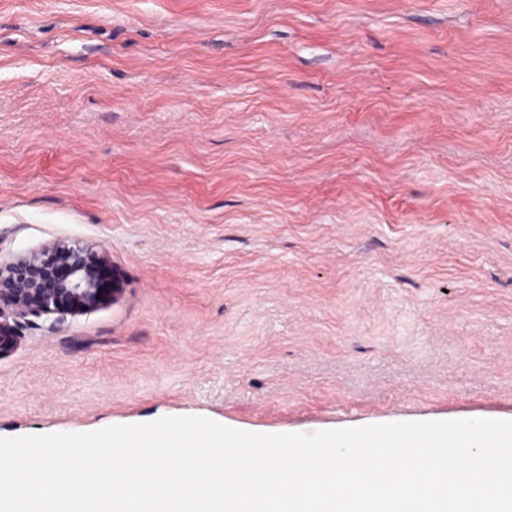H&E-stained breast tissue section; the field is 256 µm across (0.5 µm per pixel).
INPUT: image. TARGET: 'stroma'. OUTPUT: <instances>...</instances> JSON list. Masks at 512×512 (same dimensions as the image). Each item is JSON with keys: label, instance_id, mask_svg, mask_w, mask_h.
<instances>
[{"label": "stroma", "instance_id": "stroma-1", "mask_svg": "<svg viewBox=\"0 0 512 512\" xmlns=\"http://www.w3.org/2000/svg\"><path fill=\"white\" fill-rule=\"evenodd\" d=\"M0 438L512 419V0H0ZM103 246L58 241L17 258L0 262V358L19 346L18 327L31 318L57 314L59 321L114 304L123 293L118 281L111 292L101 288L109 266ZM63 269L64 274L59 270ZM100 295L101 299H96ZM95 304L90 305L89 299Z\"/></svg>", "mask_w": 512, "mask_h": 512}]
</instances>
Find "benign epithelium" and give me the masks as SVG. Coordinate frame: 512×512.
Wrapping results in <instances>:
<instances>
[{
	"mask_svg": "<svg viewBox=\"0 0 512 512\" xmlns=\"http://www.w3.org/2000/svg\"><path fill=\"white\" fill-rule=\"evenodd\" d=\"M109 263L105 247L71 241L0 262V358L17 349L18 327L33 318L56 314L62 321L117 302L120 285L101 288Z\"/></svg>",
	"mask_w": 512,
	"mask_h": 512,
	"instance_id": "7a95c632",
	"label": "benign epithelium"
}]
</instances>
